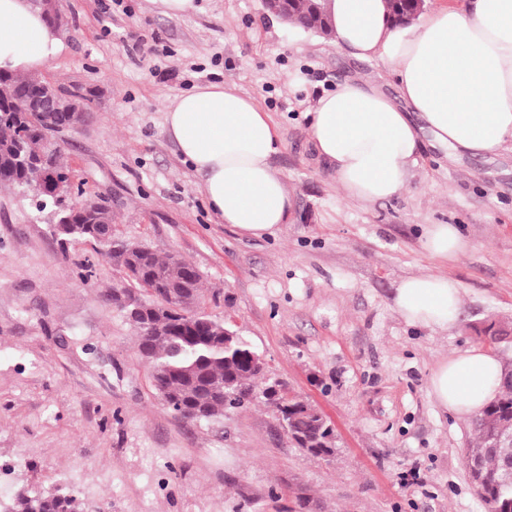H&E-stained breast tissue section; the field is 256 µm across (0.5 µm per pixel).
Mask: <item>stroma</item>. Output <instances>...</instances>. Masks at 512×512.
I'll use <instances>...</instances> for the list:
<instances>
[{"label": "stroma", "instance_id": "35a3bbf8", "mask_svg": "<svg viewBox=\"0 0 512 512\" xmlns=\"http://www.w3.org/2000/svg\"><path fill=\"white\" fill-rule=\"evenodd\" d=\"M166 15L153 0H58L63 48L38 76L79 90L87 116L61 133V161L84 197L105 201L116 239L177 252L202 275L200 306L267 361V375L318 407L332 456L297 448L271 408L205 422L159 400L132 327L109 295L122 259L97 243H60L58 207L0 188V483L10 492L70 487L112 512H487L464 462L471 424L435 403L441 359L512 322V152L448 158L424 147L406 189L350 199L318 161L307 117L352 77L397 83L382 61L341 53L289 27L262 0H196ZM229 83L269 112L282 139L274 167L292 191L287 224L261 238L207 207L165 132V106L193 87ZM427 224L468 243L444 261ZM445 274L457 323L430 331L396 312L399 283Z\"/></svg>", "mask_w": 512, "mask_h": 512}]
</instances>
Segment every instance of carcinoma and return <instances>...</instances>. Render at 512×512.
I'll list each match as a JSON object with an SVG mask.
<instances>
[{"mask_svg":"<svg viewBox=\"0 0 512 512\" xmlns=\"http://www.w3.org/2000/svg\"><path fill=\"white\" fill-rule=\"evenodd\" d=\"M391 15L399 25L415 19L420 11L414 4L398 5L389 0ZM285 12L303 28L331 33L322 0H286ZM39 77H14L0 72V186L25 185V171L15 162L17 153L32 156L44 149L36 132L38 116L27 119L20 111L30 108L43 92ZM100 214L112 220L109 207L102 201L84 200L73 224H57L55 235L62 241L93 240L89 221ZM125 282L112 289V303H121L136 289L145 302L122 308L127 322L137 335V351L147 363L154 389L163 405L172 412L192 409L195 419L210 421L224 412L239 409L257 396L254 385L258 372L248 368L242 357L252 346L239 337L226 335L229 326L213 319L198 307L201 275L178 255L159 257L145 244L125 259ZM484 334L493 344L507 343L512 326L490 323ZM501 396L486 406L471 423L474 438L467 453H480L479 495H489L512 512V469L505 466L500 451L490 447L499 433L512 434V382H501ZM291 436L307 441L313 448H329L335 437L330 421L316 414V408L296 397L288 399ZM0 512H85L82 499L67 491L31 493L22 490L10 503L0 502Z\"/></svg>","mask_w":512,"mask_h":512,"instance_id":"cac0c4a2","label":"carcinoma"}]
</instances>
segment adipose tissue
<instances>
[{"label": "adipose tissue", "instance_id": "ef3b65f1", "mask_svg": "<svg viewBox=\"0 0 512 512\" xmlns=\"http://www.w3.org/2000/svg\"><path fill=\"white\" fill-rule=\"evenodd\" d=\"M323 3L336 48L384 62L398 81L395 98L341 81L307 114L317 158L348 197L376 203L400 194L427 144L452 157L493 156L512 145V0H465L404 26L392 21L388 0ZM61 49L31 0H0V70L40 71ZM165 130L221 221L253 237L287 223L291 191L272 163L280 133L251 98L224 84L194 87L168 102ZM424 244L443 259L467 248L453 224L427 225ZM461 305L460 288L442 274L403 279L394 299L406 322L432 331L455 323ZM502 368L493 351L469 347L436 364L430 393L470 420L500 394Z\"/></svg>", "mask_w": 512, "mask_h": 512}]
</instances>
